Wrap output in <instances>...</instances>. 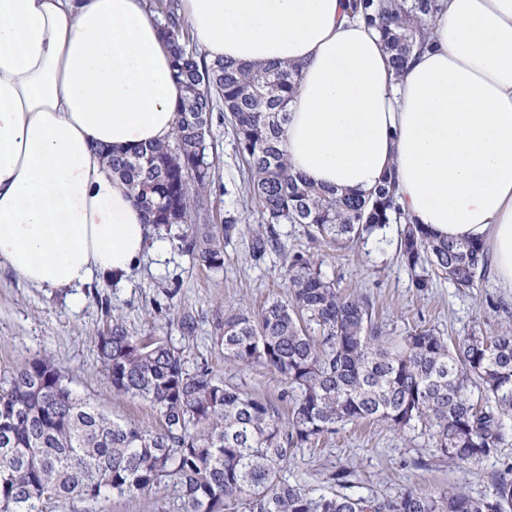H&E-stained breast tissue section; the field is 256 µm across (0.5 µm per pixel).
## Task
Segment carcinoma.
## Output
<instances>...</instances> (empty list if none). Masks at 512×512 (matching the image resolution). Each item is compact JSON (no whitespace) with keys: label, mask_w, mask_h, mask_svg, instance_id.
Returning <instances> with one entry per match:
<instances>
[{"label":"carcinoma","mask_w":512,"mask_h":512,"mask_svg":"<svg viewBox=\"0 0 512 512\" xmlns=\"http://www.w3.org/2000/svg\"><path fill=\"white\" fill-rule=\"evenodd\" d=\"M436 2L350 0L348 8L378 28L399 72L431 45ZM163 30L185 90L175 140L105 152L148 223L190 220L207 186L206 140L218 97L248 167L246 195L264 225L252 237L254 260L278 247L280 224L356 243L401 224L399 256L418 292L441 278L472 288L485 275L490 257L482 243L440 238L401 211L394 174L361 198L319 189L292 170L282 143L297 66L208 65L175 19ZM188 248L208 268L223 263L210 242L193 240ZM286 276L287 299L224 317L216 341L224 362L262 363L280 377L287 424L272 402L225 384L206 363L187 369L183 351L135 336L115 318L98 336L112 392L150 402L161 426L115 419L79 399L50 359L27 362L0 380V512H43L59 499L137 497L169 485L183 512H512V466L480 499L449 490L325 495L281 476L294 449L371 420L398 432L420 426L442 455L476 466L499 452L512 418L511 330L453 342L416 327L395 339L382 335L369 297L344 293L311 258L292 255Z\"/></svg>","instance_id":"cac0c4a2"}]
</instances>
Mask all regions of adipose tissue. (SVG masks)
<instances>
[{
    "mask_svg": "<svg viewBox=\"0 0 512 512\" xmlns=\"http://www.w3.org/2000/svg\"><path fill=\"white\" fill-rule=\"evenodd\" d=\"M201 61L299 65L283 148L325 190L482 240L512 289V0H439L395 71L346 0H183ZM182 89L147 0H0V266L37 288L129 274L146 216L101 147L173 141Z\"/></svg>",
    "mask_w": 512,
    "mask_h": 512,
    "instance_id": "adipose-tissue-1",
    "label": "adipose tissue"
}]
</instances>
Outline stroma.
<instances>
[{"mask_svg":"<svg viewBox=\"0 0 512 512\" xmlns=\"http://www.w3.org/2000/svg\"><path fill=\"white\" fill-rule=\"evenodd\" d=\"M207 152L213 165L203 208L194 213L191 223L152 226L147 247L127 276H102L78 288L58 290L32 287L8 269H0V378L46 356L78 396L139 428H157L159 417L148 402L114 396L107 380L98 336L117 316L130 333L183 350L187 368L208 363L226 382L287 411L278 376L261 364H225L216 336L226 315L243 307L256 310L285 297L284 257L294 252L321 262L323 272L345 292L367 295L387 335L399 336L416 326L456 339L475 331L496 336L512 329V290L501 287L493 273H486L472 288L443 279L428 293H417L410 268L398 256L394 224L383 239L357 245L317 242L308 236L306 225L284 224L280 227L283 251L252 260L249 245L259 226L246 205L242 163L232 128L219 107L213 112ZM228 209L238 210L241 222L222 247L223 265L206 268L187 245L221 236ZM183 313L195 321V331L188 336L177 325ZM510 463L512 427L497 455L471 467L442 456L427 432L399 433L366 423L346 426L317 444L295 449L283 475L290 483L330 494L336 487L329 473L345 466L357 475L352 490L357 497L453 488L479 499L489 494L492 477ZM44 512H180V501L176 489L167 487L135 498L52 502L45 504Z\"/></svg>","mask_w":512,"mask_h":512,"instance_id":"obj_1","label":"stroma"}]
</instances>
